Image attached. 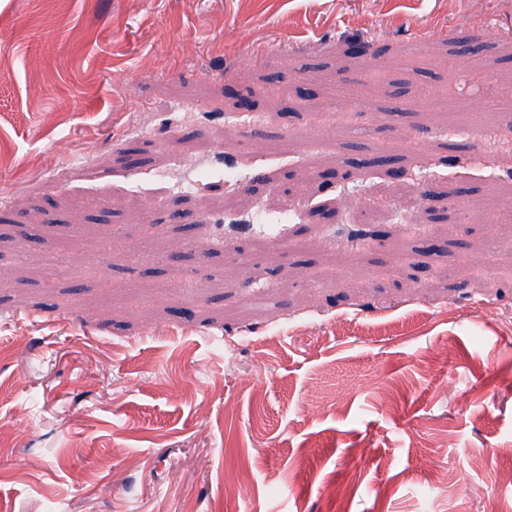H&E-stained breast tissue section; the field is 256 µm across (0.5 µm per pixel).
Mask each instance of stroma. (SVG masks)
Segmentation results:
<instances>
[{
    "instance_id": "35a3bbf8",
    "label": "stroma",
    "mask_w": 512,
    "mask_h": 512,
    "mask_svg": "<svg viewBox=\"0 0 512 512\" xmlns=\"http://www.w3.org/2000/svg\"><path fill=\"white\" fill-rule=\"evenodd\" d=\"M511 79L512 0H0V512L512 504Z\"/></svg>"
}]
</instances>
